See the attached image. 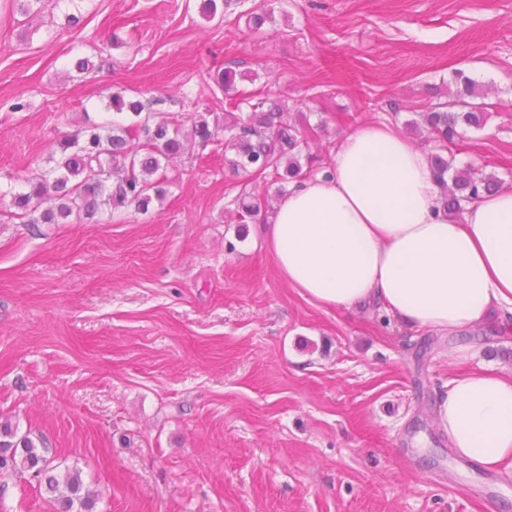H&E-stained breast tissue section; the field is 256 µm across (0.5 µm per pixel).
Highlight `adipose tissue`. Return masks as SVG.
I'll use <instances>...</instances> for the list:
<instances>
[{"label":"adipose tissue","mask_w":512,"mask_h":512,"mask_svg":"<svg viewBox=\"0 0 512 512\" xmlns=\"http://www.w3.org/2000/svg\"><path fill=\"white\" fill-rule=\"evenodd\" d=\"M265 245L289 287L326 307L373 304L451 335L512 322V185L443 209L427 155L385 121L348 133L326 171L294 182ZM437 402L458 458L512 468V375L453 377Z\"/></svg>","instance_id":"adipose-tissue-1"}]
</instances>
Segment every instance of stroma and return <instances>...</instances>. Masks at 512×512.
Masks as SVG:
<instances>
[{"mask_svg":"<svg viewBox=\"0 0 512 512\" xmlns=\"http://www.w3.org/2000/svg\"><path fill=\"white\" fill-rule=\"evenodd\" d=\"M202 4L82 0L69 26L65 0L30 15L0 0V423L79 470L93 512H512V469L456 458L435 421L459 372L512 373V330L454 339L303 298L261 223L236 240L234 199L276 203L278 183L236 170L223 139L187 141L148 211L7 219L8 189L111 121L109 94L220 118L227 66L238 92L288 103L318 173L342 135L408 130L464 71L490 118L463 129L455 164L512 183V0H224L211 22ZM84 56L92 72L73 69ZM0 512L58 509L5 472Z\"/></svg>","mask_w":512,"mask_h":512,"instance_id":"35a3bbf8","label":"stroma"}]
</instances>
